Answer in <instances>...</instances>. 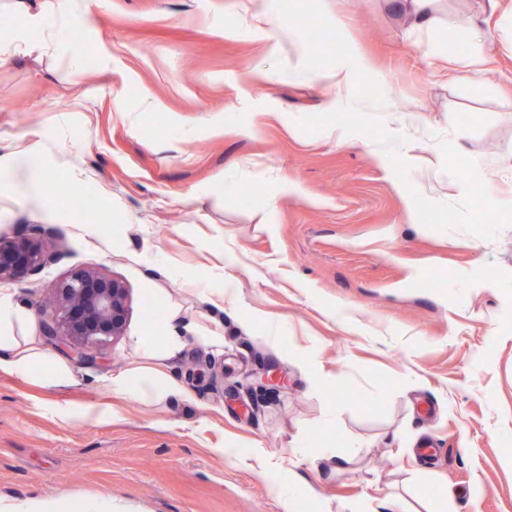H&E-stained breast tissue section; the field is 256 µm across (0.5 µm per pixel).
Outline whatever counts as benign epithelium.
Instances as JSON below:
<instances>
[{"label":"benign epithelium","mask_w":512,"mask_h":512,"mask_svg":"<svg viewBox=\"0 0 512 512\" xmlns=\"http://www.w3.org/2000/svg\"><path fill=\"white\" fill-rule=\"evenodd\" d=\"M56 258L40 240L19 248L0 235V286L37 273ZM49 306V313H41V334L69 344L85 358L108 339L124 335L129 290L122 280L89 268L57 283Z\"/></svg>","instance_id":"obj_1"}]
</instances>
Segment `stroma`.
Wrapping results in <instances>:
<instances>
[{"label": "stroma", "mask_w": 512, "mask_h": 512, "mask_svg": "<svg viewBox=\"0 0 512 512\" xmlns=\"http://www.w3.org/2000/svg\"><path fill=\"white\" fill-rule=\"evenodd\" d=\"M276 2L280 27L258 28L241 0H32L30 50L0 64V154L40 144L43 198L0 167V232L22 244L44 229L58 258L15 288L31 305L93 267L125 282L129 316L91 359L37 336L78 385L0 373V502L283 512L274 487L295 473L300 512H372L373 497L512 512V214L480 208L512 198V0H435L426 30L392 0ZM476 14L494 35L487 81L437 76L430 53ZM340 19L384 96L419 111L412 151L377 160L363 142L386 133L382 113L325 111L329 88L287 80L337 56L305 22ZM339 125L362 143H338ZM426 146L469 194L417 176ZM154 292L158 313L224 339L223 354L192 340L172 362L187 401L103 384L135 360L131 337L158 334L143 318ZM228 441L241 456L219 455Z\"/></svg>", "instance_id": "stroma-1"}]
</instances>
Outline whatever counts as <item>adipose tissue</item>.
Wrapping results in <instances>:
<instances>
[{
    "mask_svg": "<svg viewBox=\"0 0 512 512\" xmlns=\"http://www.w3.org/2000/svg\"><path fill=\"white\" fill-rule=\"evenodd\" d=\"M492 38L480 21H472L469 40L452 48L460 64L448 68L452 81H470L486 74L487 58L484 46ZM372 66L355 44H348L343 58L334 66L319 69L304 67L294 71V78L307 82L322 81L335 90L327 111L341 112L355 107L352 86L359 74L371 72ZM31 315L11 289H0V371L21 378L38 375L43 385L67 388L77 385V374L57 358L41 349L31 336ZM199 337L196 322L170 308L158 337H132L133 347L143 356V364L112 374L105 384L113 394L135 396L152 402L160 399H189L190 393L175 375L167 370L168 362L182 352L189 340Z\"/></svg>",
    "mask_w": 512,
    "mask_h": 512,
    "instance_id": "ef3b65f1",
    "label": "adipose tissue"
}]
</instances>
